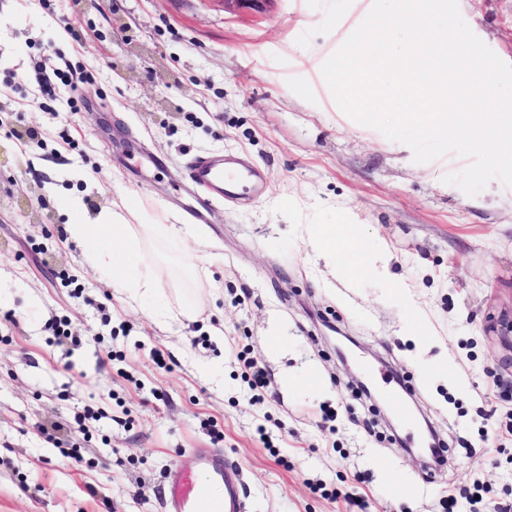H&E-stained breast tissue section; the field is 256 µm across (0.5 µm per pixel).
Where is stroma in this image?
I'll list each match as a JSON object with an SVG mask.
<instances>
[{
    "mask_svg": "<svg viewBox=\"0 0 512 512\" xmlns=\"http://www.w3.org/2000/svg\"><path fill=\"white\" fill-rule=\"evenodd\" d=\"M458 3L512 64V0ZM372 4L0 0V512H163L166 473L197 448L242 469L247 512H443L477 482L485 512L512 498V186L468 196L443 181L467 159L414 162L338 107L321 67ZM227 152L266 181L208 210L210 264L149 227L185 223L187 162ZM65 195L143 225L159 299L129 306L85 264ZM316 224L361 225L386 274L337 277ZM336 331L397 372L418 422L355 388ZM243 351L267 372L256 404ZM431 434L443 462L414 453Z\"/></svg>",
    "mask_w": 512,
    "mask_h": 512,
    "instance_id": "1",
    "label": "stroma"
}]
</instances>
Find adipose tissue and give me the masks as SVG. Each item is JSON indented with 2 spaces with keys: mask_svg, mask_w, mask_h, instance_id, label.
Masks as SVG:
<instances>
[{
  "mask_svg": "<svg viewBox=\"0 0 512 512\" xmlns=\"http://www.w3.org/2000/svg\"><path fill=\"white\" fill-rule=\"evenodd\" d=\"M71 216L68 233L72 241L85 244L84 261L112 279V286L124 293L129 302L142 303L155 297L158 278L142 259V241L131 225L122 223L119 214L104 211L95 221H86L80 203L62 199ZM359 232L349 224H318L312 232L313 245L336 261L340 278L358 279L376 265L385 263L384 254L363 248Z\"/></svg>",
  "mask_w": 512,
  "mask_h": 512,
  "instance_id": "obj_1",
  "label": "adipose tissue"
}]
</instances>
